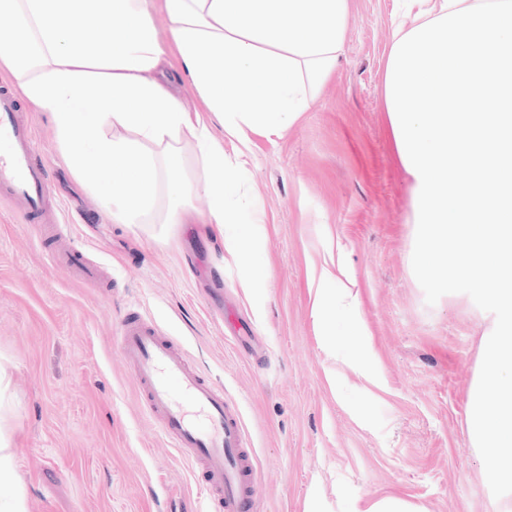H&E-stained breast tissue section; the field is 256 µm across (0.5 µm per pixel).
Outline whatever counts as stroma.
Returning a JSON list of instances; mask_svg holds the SVG:
<instances>
[{
    "instance_id": "stroma-1",
    "label": "stroma",
    "mask_w": 512,
    "mask_h": 512,
    "mask_svg": "<svg viewBox=\"0 0 512 512\" xmlns=\"http://www.w3.org/2000/svg\"><path fill=\"white\" fill-rule=\"evenodd\" d=\"M399 0H350L340 66L281 137L250 134L243 161L265 222L249 280L204 225L169 242L113 223L73 175L50 113L27 100L60 204L53 229L0 197V364L25 512H207V474L169 448L115 338L129 309L223 385L251 444L258 512H353L394 497L425 512H492L467 394L480 320L462 298L427 304L411 270L410 178L398 162L385 73ZM74 250L97 276L52 264ZM355 280L361 347L328 354L313 315L322 269ZM221 284L253 336L225 335Z\"/></svg>"
}]
</instances>
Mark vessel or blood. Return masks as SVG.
Masks as SVG:
<instances>
[{
    "label": "vessel or blood",
    "instance_id": "b4317fda",
    "mask_svg": "<svg viewBox=\"0 0 512 512\" xmlns=\"http://www.w3.org/2000/svg\"><path fill=\"white\" fill-rule=\"evenodd\" d=\"M0 196L21 200L29 223L52 224L57 219L47 162L16 94L1 85ZM119 350L161 435L205 469L209 495L219 497L224 512H257L245 430L239 410L225 398L223 386L204 378L142 316L122 323Z\"/></svg>",
    "mask_w": 512,
    "mask_h": 512
}]
</instances>
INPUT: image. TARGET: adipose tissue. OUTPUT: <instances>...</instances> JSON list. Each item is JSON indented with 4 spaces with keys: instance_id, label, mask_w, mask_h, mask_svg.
Segmentation results:
<instances>
[{
    "instance_id": "ef3b65f1",
    "label": "adipose tissue",
    "mask_w": 512,
    "mask_h": 512,
    "mask_svg": "<svg viewBox=\"0 0 512 512\" xmlns=\"http://www.w3.org/2000/svg\"><path fill=\"white\" fill-rule=\"evenodd\" d=\"M170 34L153 23V0H0V69L37 109L50 113L72 173L86 181L118 224H205L238 250L250 276L259 202L248 199L239 159L225 139L248 147L249 133L283 135L336 72L349 0H162ZM95 27L87 41L81 34ZM205 102L190 111L168 73ZM204 192L206 213L190 198ZM358 295L323 271L313 312L327 350L359 343L361 324L343 337L338 312ZM9 376L0 366V512H25L16 487L4 410Z\"/></svg>"
}]
</instances>
